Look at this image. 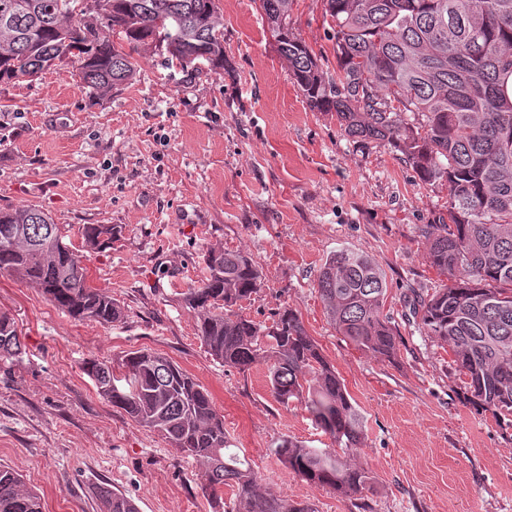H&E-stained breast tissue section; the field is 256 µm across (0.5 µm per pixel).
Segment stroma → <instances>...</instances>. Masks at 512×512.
<instances>
[{
    "label": "stroma",
    "instance_id": "35a3bbf8",
    "mask_svg": "<svg viewBox=\"0 0 512 512\" xmlns=\"http://www.w3.org/2000/svg\"><path fill=\"white\" fill-rule=\"evenodd\" d=\"M224 69L168 78L143 47L136 80L90 101L67 70L0 83V210L34 205L81 247L83 225L122 228L85 253L88 282L118 301L122 322H77L34 285L0 275V312L25 346L0 364V464L42 497L44 512H100L108 484L139 512H224L230 489L205 493V468L101 398L86 360L145 348L177 362L210 393L260 492L313 512H512V429L466 399L451 351L421 334L404 296L444 278L420 229L448 191L425 184L388 145L358 142L331 112L311 110L277 53L256 0H219ZM322 0H293L294 36L335 69ZM256 263L261 286L236 310L271 325L296 309L364 422L360 460L372 477L345 498L310 486L274 454L293 437L332 447L304 407L271 394L266 364L224 367L196 334L182 295L209 249ZM348 248L383 273V312L401 338L394 360L341 336L317 291L327 259Z\"/></svg>",
    "mask_w": 512,
    "mask_h": 512
}]
</instances>
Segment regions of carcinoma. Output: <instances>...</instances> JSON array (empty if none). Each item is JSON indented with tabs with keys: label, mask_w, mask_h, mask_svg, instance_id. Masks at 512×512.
I'll list each match as a JSON object with an SVG mask.
<instances>
[{
	"label": "carcinoma",
	"mask_w": 512,
	"mask_h": 512,
	"mask_svg": "<svg viewBox=\"0 0 512 512\" xmlns=\"http://www.w3.org/2000/svg\"><path fill=\"white\" fill-rule=\"evenodd\" d=\"M258 2L311 109L336 113L348 137L392 146L424 183L448 189V217L421 228L427 260L448 283L424 297L413 294L410 306L419 328L452 352L469 404L511 429L512 0H322L336 53L332 73L291 32V0ZM180 18L184 33L165 51V64L178 68L184 82L203 73L195 66L203 53L211 55L209 70L224 68L216 0H0V82L66 67L96 99L134 80V53ZM407 113L415 120L402 119ZM17 224L29 225L25 245L14 239ZM120 233L109 224L82 228L90 250L109 248ZM65 238L39 208L0 210V274L37 286L78 322L122 321L123 307L88 284L81 255ZM205 264L184 302L208 353L239 371L268 363L277 401L304 406L342 450L284 438L275 453L314 487L344 497L369 489L370 473L355 457L361 416L297 311L283 308L269 327L236 313L233 307L260 287L256 265L224 250L209 251ZM317 289L340 335L376 358H396L397 336L382 311L386 280L367 254L336 251ZM23 352L13 318L0 312V362ZM121 369L95 360L84 365L103 399L161 433L177 452L207 463L205 490L232 491L225 512H312L258 492L254 471L224 432V416L180 365L136 350ZM97 496L103 512H138L132 499L105 484ZM0 512H43L40 496L2 464Z\"/></svg>",
	"instance_id": "carcinoma-1"
}]
</instances>
